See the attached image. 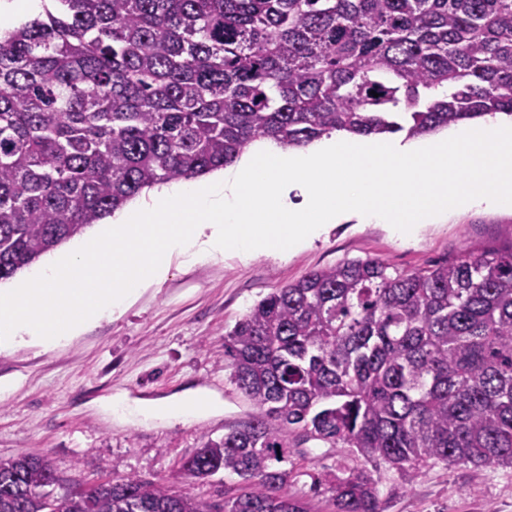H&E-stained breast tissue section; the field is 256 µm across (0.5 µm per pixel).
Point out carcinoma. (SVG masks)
Returning <instances> with one entry per match:
<instances>
[{
	"label": "carcinoma",
	"instance_id": "carcinoma-1",
	"mask_svg": "<svg viewBox=\"0 0 512 512\" xmlns=\"http://www.w3.org/2000/svg\"><path fill=\"white\" fill-rule=\"evenodd\" d=\"M56 4L0 36V281L260 139L512 117V0ZM224 355L253 412L181 465L237 476L224 504L137 475L83 485L17 455L0 457V512H308L278 467L296 439L408 471L512 467V246L312 271L251 307ZM328 491L336 512H381L366 473Z\"/></svg>",
	"mask_w": 512,
	"mask_h": 512
}]
</instances>
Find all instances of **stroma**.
Returning <instances> with one entry per match:
<instances>
[{
    "instance_id": "stroma-1",
    "label": "stroma",
    "mask_w": 512,
    "mask_h": 512,
    "mask_svg": "<svg viewBox=\"0 0 512 512\" xmlns=\"http://www.w3.org/2000/svg\"><path fill=\"white\" fill-rule=\"evenodd\" d=\"M512 246V209H472L422 225L410 241L379 224L332 226L286 259L260 256L173 265L164 283L141 288L122 314L107 316L65 344L0 350V457L51 459L64 476L95 482L135 474L189 496L223 502L239 484L219 474L198 482L181 462L204 440L220 439L252 411L224 367V334L260 299L313 270L346 259L379 257L403 270L456 257L465 246ZM202 393L220 400L190 422L121 423L105 412L115 396L153 402ZM296 472L288 494L310 512H334L328 480L358 469L378 483L383 512H512V468L425 465L414 475L350 448L302 442L289 449Z\"/></svg>"
}]
</instances>
